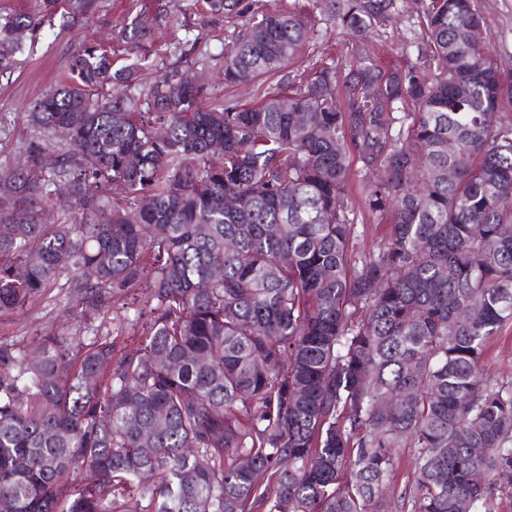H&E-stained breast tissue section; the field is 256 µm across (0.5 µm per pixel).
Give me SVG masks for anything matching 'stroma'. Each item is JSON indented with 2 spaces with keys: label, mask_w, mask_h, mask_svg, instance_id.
<instances>
[{
  "label": "stroma",
  "mask_w": 512,
  "mask_h": 512,
  "mask_svg": "<svg viewBox=\"0 0 512 512\" xmlns=\"http://www.w3.org/2000/svg\"><path fill=\"white\" fill-rule=\"evenodd\" d=\"M291 0H240L239 12L228 15L212 11L206 0H98L90 17L59 11L45 25L20 63L10 74L0 75V115L8 125L0 131V170L13 166L23 156L37 132L27 114L33 103L68 81V63L75 51L85 45L114 49L118 64L132 63L134 56L118 50L115 36L132 18H147L155 26L156 38L138 56L146 58L147 78H156L175 68L190 69L201 76L210 100L230 98L249 102L256 97L255 85L225 87L222 79L223 47L231 45L244 19L266 10L285 9ZM486 25L482 43L490 53L512 61V0H482ZM426 0H396V9L373 38L382 63H416L419 56V18ZM199 38L197 49H186L180 56L167 55V43ZM134 305L111 307L87 316L80 307L63 298L41 296L24 309L0 319V344L26 349L49 333H76L81 343L95 341L97 334L111 333L117 353L135 347L132 321Z\"/></svg>",
  "instance_id": "obj_1"
}]
</instances>
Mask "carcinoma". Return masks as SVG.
Masks as SVG:
<instances>
[{"instance_id": "obj_1", "label": "carcinoma", "mask_w": 512, "mask_h": 512, "mask_svg": "<svg viewBox=\"0 0 512 512\" xmlns=\"http://www.w3.org/2000/svg\"><path fill=\"white\" fill-rule=\"evenodd\" d=\"M60 5L0 12L1 74ZM393 8L243 23L224 83L263 87L246 104L73 54L0 172V318L55 290L145 310L118 359L110 334L0 346V512H387L406 454L400 509L512 500V377L484 364L512 322V77L474 39L481 0H429L421 64L382 68L370 29ZM321 25L355 36L344 59L271 82ZM61 186L81 217L47 224ZM366 212L384 231L356 256ZM397 472L395 474V478L393 479V487H392V496L394 505L397 503V499L402 495H404L405 484L410 477L413 469H414V460L411 456L405 455L401 457L399 462L396 465ZM393 505V506H394Z\"/></svg>"}]
</instances>
